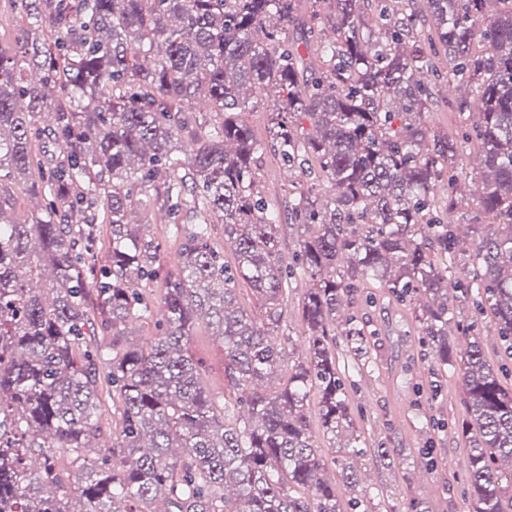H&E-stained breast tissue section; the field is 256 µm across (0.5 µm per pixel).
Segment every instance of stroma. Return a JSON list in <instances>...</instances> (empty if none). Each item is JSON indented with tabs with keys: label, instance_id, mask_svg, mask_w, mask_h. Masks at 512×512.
<instances>
[{
	"label": "stroma",
	"instance_id": "stroma-1",
	"mask_svg": "<svg viewBox=\"0 0 512 512\" xmlns=\"http://www.w3.org/2000/svg\"><path fill=\"white\" fill-rule=\"evenodd\" d=\"M471 89H440L423 118L431 134L458 132L473 125V112H453L451 101L471 96ZM257 181L271 206L284 208L288 193L305 187L300 172H287L273 150H265L256 162ZM139 220L149 235L159 242L161 260L176 267L182 239L171 224L161 219L152 203L139 207ZM310 279L296 275L283 303L278 337L290 338L286 365L301 360L305 351L299 314ZM354 319L372 329L374 335L363 369H354L345 345H338L339 364L352 385L351 412L367 451L358 469L366 474L369 498L376 512H407L416 505L419 512H471L465 488L466 452L457 425L466 413L462 388L456 373L445 372L440 397H432L434 359L421 346L419 325L413 307L396 302L386 289L367 284L349 296ZM189 346L211 366L209 388L224 390V344L205 324H198ZM393 450V463L375 458L378 445Z\"/></svg>",
	"mask_w": 512,
	"mask_h": 512
}]
</instances>
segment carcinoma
<instances>
[{
	"label": "carcinoma",
	"mask_w": 512,
	"mask_h": 512,
	"mask_svg": "<svg viewBox=\"0 0 512 512\" xmlns=\"http://www.w3.org/2000/svg\"><path fill=\"white\" fill-rule=\"evenodd\" d=\"M398 2L310 0L300 21V0H7L21 22L14 49L0 48V509L347 512L323 477L311 402L323 433L352 428L336 313L373 281L420 305L421 343L460 379L473 512H512V387L478 320L456 325L466 345L460 361L448 355L452 299L472 302L512 356V0H423L424 14ZM326 7L332 44L314 39ZM441 55L450 79L476 87L453 107L479 116L467 142L489 224L430 217L436 181L448 174L450 210L467 176L462 142L422 122L433 93L418 75ZM259 90L277 97L274 152L315 178L288 201L311 230L294 257L312 281L299 309L306 355L271 390L288 281L281 212L254 168L264 144L243 121ZM322 183L334 189L323 203ZM151 187L175 231L196 219L175 270L128 222ZM19 191L35 199L24 219ZM463 228L475 253L451 278L442 257ZM138 279L165 288L162 305ZM153 314V339L128 341V325ZM201 320L224 343L221 402L188 347ZM341 335L363 357L373 333L350 319ZM108 404L119 431L102 448ZM54 448L69 456L70 498L58 496ZM363 454L352 436L333 459L344 486L358 484Z\"/></svg>",
	"instance_id": "obj_1"
}]
</instances>
